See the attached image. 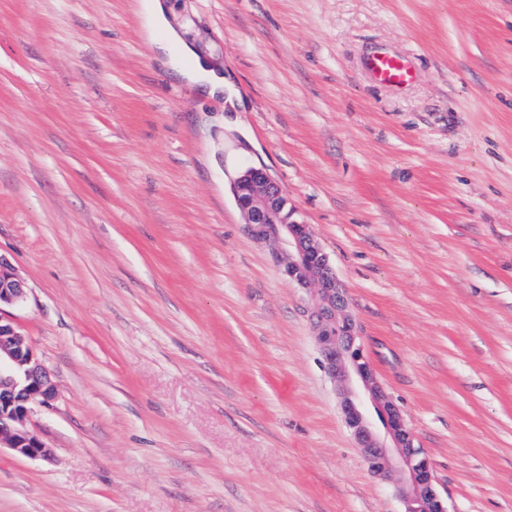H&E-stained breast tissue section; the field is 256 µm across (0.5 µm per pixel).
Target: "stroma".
<instances>
[{"label":"stroma","instance_id":"35a3bbf8","mask_svg":"<svg viewBox=\"0 0 512 512\" xmlns=\"http://www.w3.org/2000/svg\"><path fill=\"white\" fill-rule=\"evenodd\" d=\"M0 0L8 312L58 398L0 447V512H399L232 183L265 170L329 253L449 512H512V0ZM378 51L414 79L375 82ZM160 1L162 0H138L137 4L144 22L145 36L153 43L156 53L165 57L169 54L171 45L178 46L190 63L181 70H176V75L207 97L224 96L228 85L224 70L208 60L201 59L191 46L182 43L177 31L169 26L165 5ZM159 31L163 32V36H157Z\"/></svg>","mask_w":512,"mask_h":512}]
</instances>
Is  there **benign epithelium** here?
<instances>
[{
    "label": "benign epithelium",
    "mask_w": 512,
    "mask_h": 512,
    "mask_svg": "<svg viewBox=\"0 0 512 512\" xmlns=\"http://www.w3.org/2000/svg\"><path fill=\"white\" fill-rule=\"evenodd\" d=\"M234 197L250 235L270 245L284 277L309 294L325 369L340 385L345 424L370 473L382 480L396 478L400 512H448L429 457L364 352L347 293L311 225L297 218L281 186L260 169L240 174ZM25 297L24 282L0 256V443L18 455L48 460L51 449L26 421L33 406H53L56 386L27 337L3 310Z\"/></svg>",
    "instance_id": "7a95c632"
}]
</instances>
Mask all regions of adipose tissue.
<instances>
[{
	"label": "adipose tissue",
	"instance_id": "1",
	"mask_svg": "<svg viewBox=\"0 0 512 512\" xmlns=\"http://www.w3.org/2000/svg\"><path fill=\"white\" fill-rule=\"evenodd\" d=\"M137 9L144 25V33L152 41L159 56H167L171 46H178L188 59V66L178 70L180 79L208 97H219L226 91L227 81L221 68L198 57L191 46L182 43L176 30L170 27L162 0H138Z\"/></svg>",
	"mask_w": 512,
	"mask_h": 512
}]
</instances>
